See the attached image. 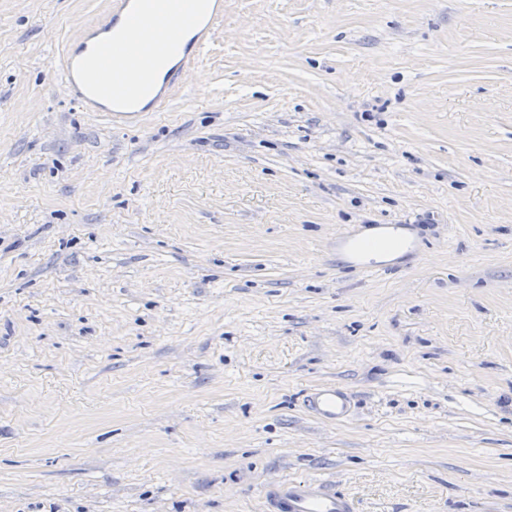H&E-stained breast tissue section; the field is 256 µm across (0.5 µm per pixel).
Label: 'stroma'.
Masks as SVG:
<instances>
[{"label":"stroma","instance_id":"obj_1","mask_svg":"<svg viewBox=\"0 0 512 512\" xmlns=\"http://www.w3.org/2000/svg\"><path fill=\"white\" fill-rule=\"evenodd\" d=\"M110 0H0V512H512V0H224L118 122ZM404 224L365 272L339 242ZM350 389L331 425L303 406ZM305 406L313 417L337 425L353 416L355 400L343 387L322 385L306 392ZM266 512H355L353 500L321 481L273 480L265 490Z\"/></svg>","mask_w":512,"mask_h":512}]
</instances>
